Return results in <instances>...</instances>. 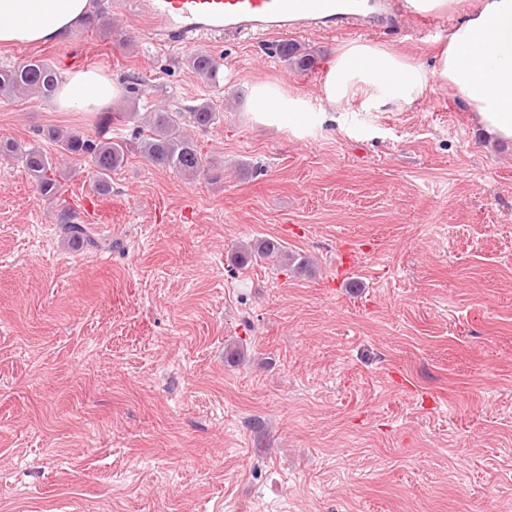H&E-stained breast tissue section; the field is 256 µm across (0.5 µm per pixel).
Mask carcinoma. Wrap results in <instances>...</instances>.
I'll return each mask as SVG.
<instances>
[{
  "instance_id": "1",
  "label": "carcinoma",
  "mask_w": 512,
  "mask_h": 512,
  "mask_svg": "<svg viewBox=\"0 0 512 512\" xmlns=\"http://www.w3.org/2000/svg\"><path fill=\"white\" fill-rule=\"evenodd\" d=\"M96 10L86 17V23L100 30L112 31V17L104 10L103 0H96ZM288 65L307 71L314 65L312 52L297 42H285L275 49ZM187 65L206 83L215 87L221 82V64L209 52L198 51L186 57ZM60 74L56 67L45 60H30L18 65L0 67V95L8 97L33 96L45 100L52 98ZM217 114L212 103L180 105L174 109L163 107L153 112L148 124L135 128L138 149L152 165L166 168L178 175L195 177L207 172V162L188 132V128H206L215 123ZM45 136L59 148L60 155L82 158L87 161L94 176L97 191L112 190V172L122 167L127 160L130 145L122 137H107L99 134L88 138L83 134L58 127L47 129ZM0 153L18 156L37 190L46 197H53L59 190L58 166L52 154L39 147L22 150L6 141L0 143ZM57 223L69 241L80 245L101 246L92 233L90 225L80 213L64 205L60 208ZM263 259L280 266L291 262L299 270L309 266L306 257L288 254V249L276 240L263 239L240 251L237 262L247 265L255 259Z\"/></svg>"
}]
</instances>
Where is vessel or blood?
I'll list each match as a JSON object with an SVG mask.
<instances>
[{
  "label": "vessel or blood",
  "instance_id": "1",
  "mask_svg": "<svg viewBox=\"0 0 512 512\" xmlns=\"http://www.w3.org/2000/svg\"><path fill=\"white\" fill-rule=\"evenodd\" d=\"M132 14L151 24L159 45L188 47L202 35L244 36L335 31L392 22L373 0H132Z\"/></svg>",
  "mask_w": 512,
  "mask_h": 512
}]
</instances>
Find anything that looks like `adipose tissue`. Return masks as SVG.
<instances>
[{
  "mask_svg": "<svg viewBox=\"0 0 512 512\" xmlns=\"http://www.w3.org/2000/svg\"><path fill=\"white\" fill-rule=\"evenodd\" d=\"M91 8V0H0V46L63 35ZM433 80L448 86L487 136L512 141V0H476L466 18L449 27L430 70L368 40L345 42L323 69L321 94L333 107L358 99L379 112H406ZM122 93L109 73L83 68L64 74L55 102L63 112H98ZM247 107L257 122L285 123L296 133L310 115L305 99L269 82L252 86Z\"/></svg>",
  "mask_w": 512,
  "mask_h": 512,
  "instance_id": "1",
  "label": "adipose tissue"
}]
</instances>
